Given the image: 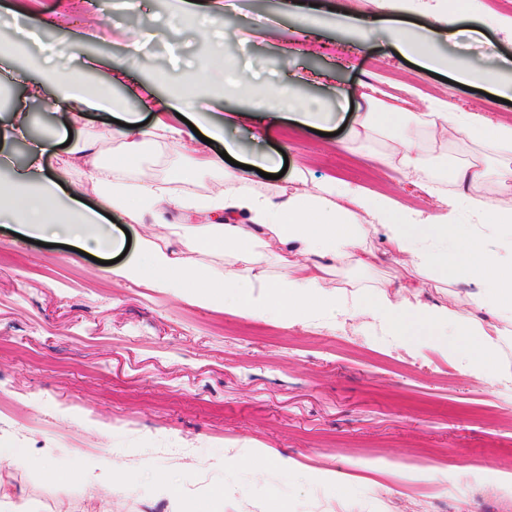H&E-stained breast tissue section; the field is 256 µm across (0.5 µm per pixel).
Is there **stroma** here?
Wrapping results in <instances>:
<instances>
[{"label": "stroma", "mask_w": 512, "mask_h": 512, "mask_svg": "<svg viewBox=\"0 0 512 512\" xmlns=\"http://www.w3.org/2000/svg\"><path fill=\"white\" fill-rule=\"evenodd\" d=\"M0 0V40L39 28L55 69L98 83L124 72L113 88L120 111L152 121L155 99H167L188 71L205 73L223 43L225 73L256 71L267 92L291 83L335 121L320 131L271 128L265 139L241 97L225 91L222 111H243L232 132L244 151L285 150L278 179L254 175L263 191L292 188L296 170L317 190L336 178L392 197L401 208L437 213L439 205L401 171L367 164L348 139L363 93L375 85L418 89L420 113L434 96L492 121L512 122V104L485 91L438 80L402 58L379 0H223L211 23L200 14L214 0H195L198 19L172 20V0H111L109 17L89 28L76 0ZM321 20L303 28L304 7ZM470 17H493L482 34L441 42L443 53L476 66L512 59V5L466 0ZM356 13L374 27L356 43L336 19ZM225 40H218V31ZM152 60L135 64V53ZM40 69L17 73L0 56V132ZM26 137L8 139L0 179L23 166L35 141L51 145L43 176L90 184L92 166L63 168L70 148L94 143L99 162L120 157L117 125L88 112L71 129L54 87L28 103ZM195 153L147 142L135 180L170 182L196 194L218 193L224 169H207ZM374 267L341 266L330 285L398 286L408 273L383 235L369 232ZM0 251L25 266L0 267V444L32 449L26 463L0 461V487L19 512H512V335L503 337L493 384L463 371L439 342L391 335L366 315L336 313L310 323L254 317L225 305L204 307L194 288L115 283L101 264L61 247L15 236L0 221ZM420 298L491 322L471 287L441 274L420 277ZM263 457L259 472L249 465ZM107 460L104 492L90 494L85 465ZM468 466L458 477V466Z\"/></svg>", "instance_id": "stroma-1"}]
</instances>
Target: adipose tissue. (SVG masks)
<instances>
[{"label":"adipose tissue","mask_w":512,"mask_h":512,"mask_svg":"<svg viewBox=\"0 0 512 512\" xmlns=\"http://www.w3.org/2000/svg\"><path fill=\"white\" fill-rule=\"evenodd\" d=\"M460 21V15L452 13L442 15L438 30L400 24L392 30L393 40L399 52L421 69L448 72L454 81L496 97L511 95L512 61L475 67L438 52L439 39L454 38ZM61 82V100L71 114L110 111L115 106L111 84H87L78 72L62 75ZM364 102L352 137L361 141L364 161L372 163L376 156L367 143L380 118L408 120L410 101L374 86ZM256 106L272 126L287 120L301 130L313 123L312 104L287 86L274 96L259 97ZM194 108L192 94L173 97L164 102L152 127L119 129L121 160L94 167L93 191L101 205L97 211L84 205L81 187L65 188L52 178L33 182L30 174L41 169L46 152L44 144H35L26 168L0 181V216L24 237L101 253H118L124 247L113 225L104 222L103 211L120 212L137 223L152 217L163 228V236L143 238L120 265L112 267L115 279L132 284L153 281L174 290L193 283L200 305H220L232 295L241 309L261 316L271 309L291 322L350 306L356 313L376 317L395 335L416 332L443 337L449 350L460 357L466 374L486 383L493 381L500 338L504 328L512 326V262H502L483 233L469 232L459 224L458 214L467 211L477 223L512 233V208H500L476 191L492 176L498 193H512V125L488 128L477 114L456 110L448 99L429 100L419 133L398 139L385 156L388 163L415 174L427 194L439 196L442 210L427 215L399 208L391 198L345 181L316 192L302 188L289 193L260 192L249 170L264 167L265 157L241 153L235 140L225 138L223 123L210 114L195 113ZM190 111L195 114L194 129H206L209 139L223 142L226 153L243 163L241 170L226 177L223 193L197 200L152 182L130 181L129 170L146 141L162 132L193 140L194 129L184 128L180 119ZM474 139L480 142V157L446 156L448 177L458 191L442 193L433 171L437 148L450 140ZM172 208L201 215L202 220L169 221ZM240 214L246 215V222H237ZM372 230L383 233L399 264L413 271L414 279L399 284L392 293L380 287L361 288L349 295L329 291L327 275L336 266L374 265L376 256L366 244ZM185 250L212 256L215 262L188 263L181 256ZM273 265L281 271L272 277L268 269ZM432 269L469 279L478 290V302L492 312L493 322L423 303L416 279Z\"/></svg>","instance_id":"ef3b65f1"}]
</instances>
